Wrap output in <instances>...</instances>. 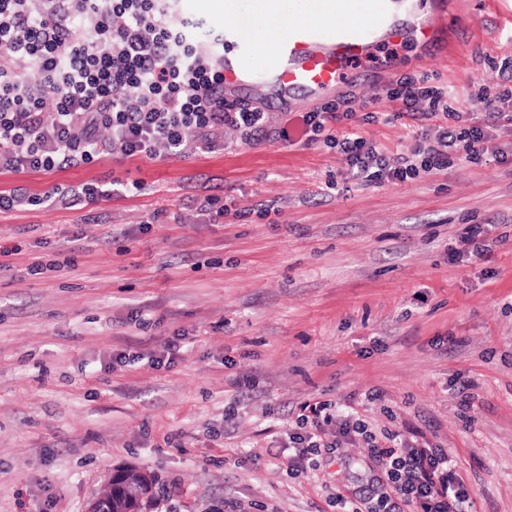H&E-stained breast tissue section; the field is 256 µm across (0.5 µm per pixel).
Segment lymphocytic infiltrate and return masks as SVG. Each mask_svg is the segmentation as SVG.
<instances>
[{"mask_svg": "<svg viewBox=\"0 0 512 512\" xmlns=\"http://www.w3.org/2000/svg\"><path fill=\"white\" fill-rule=\"evenodd\" d=\"M88 36L80 40L77 29ZM197 23L179 18L175 0H0V172H50L123 158L210 153L237 142L289 141L286 128L246 102L224 97V56L202 44ZM26 58L29 76L17 67ZM494 95L473 121L454 86L425 71L388 82L383 93L412 119L409 147L392 154L354 124L347 98L302 113L307 144H323L347 162L365 188L447 173L455 162L504 161L493 130L512 127V57ZM348 128H340L342 120ZM310 429L290 449L296 472L314 467L321 449L367 444L385 476L363 498L337 495L340 512H476L447 449L376 433L349 404L302 407Z\"/></svg>", "mask_w": 512, "mask_h": 512, "instance_id": "lymphocytic-infiltrate-1", "label": "lymphocytic infiltrate"}]
</instances>
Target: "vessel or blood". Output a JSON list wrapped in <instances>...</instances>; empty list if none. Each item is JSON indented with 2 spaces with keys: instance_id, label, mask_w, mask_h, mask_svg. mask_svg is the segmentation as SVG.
<instances>
[{
  "instance_id": "obj_1",
  "label": "vessel or blood",
  "mask_w": 512,
  "mask_h": 512,
  "mask_svg": "<svg viewBox=\"0 0 512 512\" xmlns=\"http://www.w3.org/2000/svg\"><path fill=\"white\" fill-rule=\"evenodd\" d=\"M301 20L269 46L272 61H253L261 45L255 30L280 0H253L244 13L241 0H224V93H248L250 99H274L277 110L293 102L335 92L347 68L380 44L416 40L431 53L457 56L461 46L448 37L444 0L416 16L415 0H304Z\"/></svg>"
}]
</instances>
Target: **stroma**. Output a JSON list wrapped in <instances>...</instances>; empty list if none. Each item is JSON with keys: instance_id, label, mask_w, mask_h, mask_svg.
Instances as JSON below:
<instances>
[{"instance_id": "35a3bbf8", "label": "stroma", "mask_w": 512, "mask_h": 512, "mask_svg": "<svg viewBox=\"0 0 512 512\" xmlns=\"http://www.w3.org/2000/svg\"><path fill=\"white\" fill-rule=\"evenodd\" d=\"M477 25L499 19L469 0L455 59L409 40L356 64L344 90L376 114L367 137L405 149L411 119L379 93L416 71L481 111L473 92L496 93L512 44L478 45ZM315 106L271 111L288 144L239 146L229 132L216 153L0 175V189L39 196L143 186L0 214V512H82L121 466L159 475V512H336V494L383 474L361 442L292 473L299 406L313 400L351 403L377 431L422 432L453 456L478 512H512V161L363 189L340 155L306 146L300 114ZM224 195L248 216L210 223L200 205ZM487 221L502 238L489 261L451 260L461 225ZM119 354L132 363L113 366ZM374 389L383 402L367 400ZM114 185H119L121 188L114 189L112 188ZM140 188L141 185L138 181H132L126 184L111 183L109 186L107 184L85 183L81 186L61 191V193L55 192V194H58V197L65 199V201L68 200L67 205H69V207L82 206L81 208H83L87 205L96 204L99 201L111 198L112 193L115 191L136 195L140 191Z\"/></svg>"}]
</instances>
